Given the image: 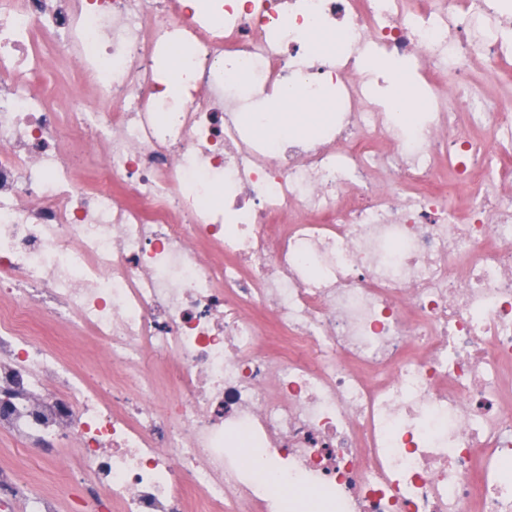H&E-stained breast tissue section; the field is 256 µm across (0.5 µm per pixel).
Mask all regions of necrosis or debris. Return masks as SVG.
Returning a JSON list of instances; mask_svg holds the SVG:
<instances>
[{"mask_svg": "<svg viewBox=\"0 0 512 512\" xmlns=\"http://www.w3.org/2000/svg\"><path fill=\"white\" fill-rule=\"evenodd\" d=\"M311 14L347 52L308 51ZM180 56L173 112L155 63ZM389 57L431 106L408 134L364 95ZM477 67L512 73V0H0V431L81 459L28 512H512V200L470 191L512 151L457 129L512 135V101ZM319 75L343 103L320 140L252 138L243 98ZM38 318L124 384H88Z\"/></svg>", "mask_w": 512, "mask_h": 512, "instance_id": "1", "label": "necrosis or debris"}]
</instances>
